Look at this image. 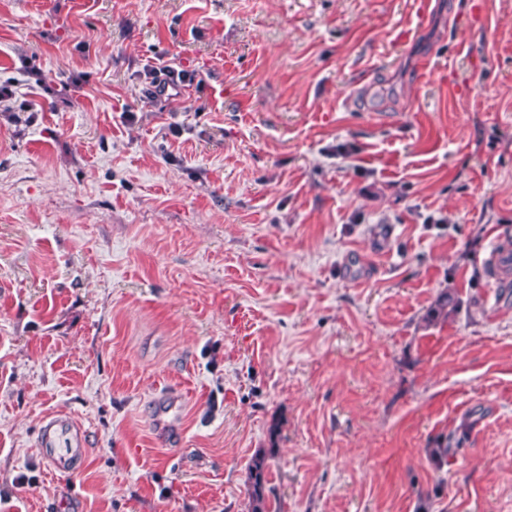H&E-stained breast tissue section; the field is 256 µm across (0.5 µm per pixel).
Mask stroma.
<instances>
[{
	"label": "stroma",
	"mask_w": 512,
	"mask_h": 512,
	"mask_svg": "<svg viewBox=\"0 0 512 512\" xmlns=\"http://www.w3.org/2000/svg\"><path fill=\"white\" fill-rule=\"evenodd\" d=\"M418 3L0 0V512H512V0ZM145 70L154 88L150 90L148 94L154 101H167L180 96L182 90L186 87H190L195 80L193 73L183 70L181 72H175L173 68L166 65H147ZM38 446L42 460L50 471L68 469L66 462L86 451L85 434L65 414L52 413L42 420ZM268 456H256L249 469L248 498L250 512H267V488L266 470Z\"/></svg>",
	"instance_id": "obj_1"
}]
</instances>
